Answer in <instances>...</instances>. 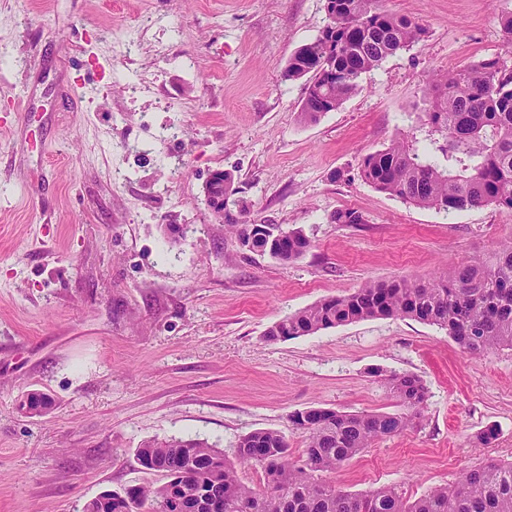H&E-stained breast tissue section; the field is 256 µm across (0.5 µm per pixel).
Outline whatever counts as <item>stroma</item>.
<instances>
[{
  "mask_svg": "<svg viewBox=\"0 0 512 512\" xmlns=\"http://www.w3.org/2000/svg\"><path fill=\"white\" fill-rule=\"evenodd\" d=\"M384 4L422 40L305 122V85L281 72L326 26L325 0H0V512H84L102 492L161 485L135 456L154 439L229 455L276 430L301 454L291 413L398 411L390 373L423 381L421 417L328 473L337 489L413 500L512 461V349L473 355L400 317L263 338L323 298L428 279L512 235V210L446 214L359 174L398 134L428 144L434 75L493 54L512 65V0ZM123 28L143 32L125 54ZM218 168L252 219L302 231L308 250L281 263L243 247L202 194ZM339 210L361 223H334ZM31 392L50 398L42 414L20 410Z\"/></svg>",
  "mask_w": 512,
  "mask_h": 512,
  "instance_id": "35a3bbf8",
  "label": "stroma"
}]
</instances>
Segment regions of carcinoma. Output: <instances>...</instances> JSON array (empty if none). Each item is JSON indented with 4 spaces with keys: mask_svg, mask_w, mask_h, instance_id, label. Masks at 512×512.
Returning a JSON list of instances; mask_svg holds the SVG:
<instances>
[{
    "mask_svg": "<svg viewBox=\"0 0 512 512\" xmlns=\"http://www.w3.org/2000/svg\"><path fill=\"white\" fill-rule=\"evenodd\" d=\"M330 23L288 58L286 80L306 78L301 118L315 122L360 87L363 75L388 57L421 41L424 28L395 14L383 0H327ZM434 96L424 124L435 138L424 151L407 137L359 161L361 178L407 203L445 213L494 205L512 209V66L500 55L437 75L424 90ZM443 161H438L436 155ZM241 189L224 191V223L249 251L282 263L310 246L300 231L270 240L250 216ZM401 317L436 325L461 348L481 354L512 349V237L487 258L457 263L429 280L399 277L368 281L355 291L327 297L272 323L264 340L315 334L368 318ZM402 411L353 414L310 408L289 415L306 437L302 459L291 458L288 438L275 430L243 436L230 460L205 439L171 437L136 449L140 465L166 478L160 486L105 491L85 512H512V462H488L466 472L454 486H439L410 502L392 488L352 494L318 480L370 447L406 430L426 401L423 381L410 373L387 378ZM41 393L20 408L41 413ZM261 468L263 487L238 477L235 462Z\"/></svg>",
    "mask_w": 512,
    "mask_h": 512,
    "instance_id": "1",
    "label": "carcinoma"
}]
</instances>
